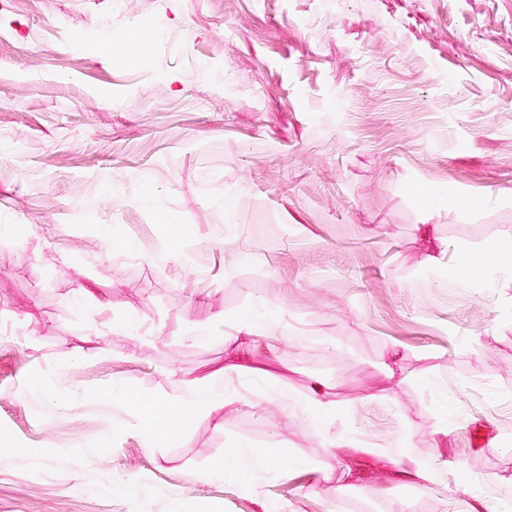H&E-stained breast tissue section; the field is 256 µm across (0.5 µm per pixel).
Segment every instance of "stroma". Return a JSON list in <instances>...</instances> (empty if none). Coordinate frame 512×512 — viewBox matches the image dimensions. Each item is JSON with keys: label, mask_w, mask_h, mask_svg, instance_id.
<instances>
[{"label": "stroma", "mask_w": 512, "mask_h": 512, "mask_svg": "<svg viewBox=\"0 0 512 512\" xmlns=\"http://www.w3.org/2000/svg\"><path fill=\"white\" fill-rule=\"evenodd\" d=\"M260 304L275 358L229 360ZM317 379L353 447L315 434ZM203 380L222 398L150 433L144 403ZM229 448L238 476L207 479ZM476 495L512 512V0L0 10V512Z\"/></svg>", "instance_id": "1"}]
</instances>
